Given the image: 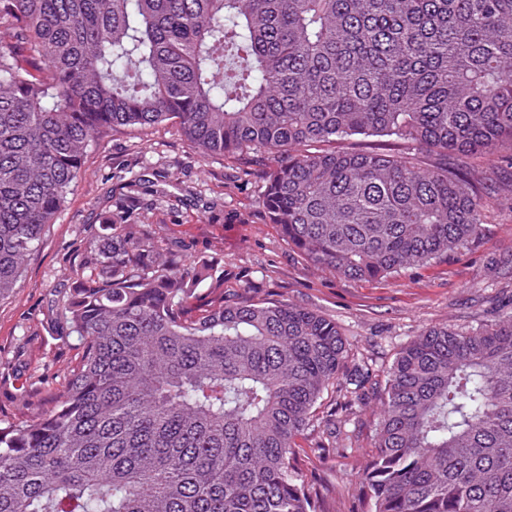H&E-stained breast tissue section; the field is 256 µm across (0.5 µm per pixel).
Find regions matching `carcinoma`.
I'll list each match as a JSON object with an SVG mask.
<instances>
[{
	"mask_svg": "<svg viewBox=\"0 0 512 512\" xmlns=\"http://www.w3.org/2000/svg\"><path fill=\"white\" fill-rule=\"evenodd\" d=\"M176 122L263 182L268 223L350 280L478 241L512 153V0H0V299L55 223L89 147ZM387 137L398 147L336 148ZM70 276L60 339L82 360L0 419V512H322L294 450L344 380L336 323L224 300V266L154 255L128 210ZM216 298L193 306L200 285ZM366 512H512V312L431 327L391 364Z\"/></svg>",
	"mask_w": 512,
	"mask_h": 512,
	"instance_id": "cac0c4a2",
	"label": "carcinoma"
}]
</instances>
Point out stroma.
<instances>
[{
  "label": "stroma",
  "instance_id": "obj_1",
  "mask_svg": "<svg viewBox=\"0 0 512 512\" xmlns=\"http://www.w3.org/2000/svg\"><path fill=\"white\" fill-rule=\"evenodd\" d=\"M262 183L237 160L204 155L168 122L118 133L95 146L56 224L25 263L15 293L0 300V419L31 417L59 390L82 356L51 331L59 295L95 231L117 205L129 206L158 250L180 263L218 253L224 296L270 299L318 311L348 342L347 373L384 379L396 353L423 330L471 328L512 311V195L486 216L485 238L450 257L393 277L348 280L289 246L262 207ZM376 407L326 394L296 440L306 480L326 512H356V475L374 444Z\"/></svg>",
  "mask_w": 512,
  "mask_h": 512
}]
</instances>
